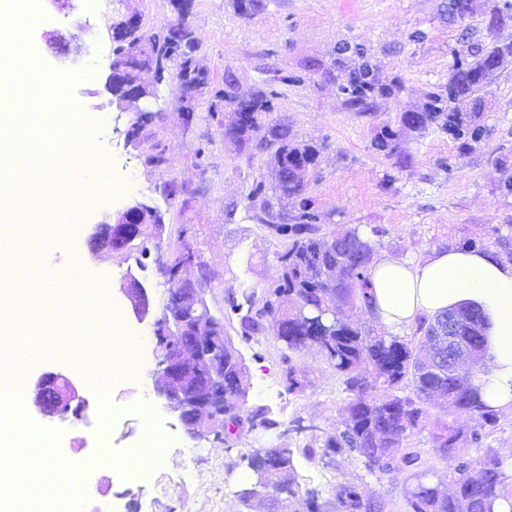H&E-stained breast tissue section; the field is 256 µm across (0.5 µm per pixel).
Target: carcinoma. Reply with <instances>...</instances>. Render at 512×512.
I'll list each match as a JSON object with an SVG mask.
<instances>
[{
  "instance_id": "obj_1",
  "label": "carcinoma",
  "mask_w": 512,
  "mask_h": 512,
  "mask_svg": "<svg viewBox=\"0 0 512 512\" xmlns=\"http://www.w3.org/2000/svg\"><path fill=\"white\" fill-rule=\"evenodd\" d=\"M512 19V0H494L492 18L485 28L495 32L506 19ZM150 48L156 63L155 74L169 75L178 93L192 91L196 97L208 95L207 117L221 126H234L238 132L229 138L238 149L247 144L253 150L271 154L275 183L253 181L247 199L253 219L285 244L277 254L281 277L260 297L251 294L245 303L235 297L226 300L224 319L237 320L242 339L249 341L259 333L263 321L283 328L276 335L282 345L286 390L301 387L291 364L290 353L303 349L317 351L342 379L349 394L348 420L344 426L320 439L318 449H303L305 456L330 461L334 455L348 458L369 476L396 477L401 466L412 467L419 452L408 446L409 438L423 426L431 392L438 391L448 404V419L431 431L433 451L448 464L453 491H443V481H433L429 472L413 474L415 484L406 498V512H457L455 500H468L470 512H494L502 500L512 507V464L496 449L483 445L496 427L498 412L487 404L473 379L484 373L488 362L485 345V319L476 309L457 310L460 322L456 343L448 346V337L440 336L430 345L431 356L423 361L417 349L431 339L430 332L441 320L418 321L411 336L374 334L354 322L339 318L341 309L351 315L367 314L369 271L376 255L382 230L373 227L364 235L355 224H326V217L305 197L304 175L319 162L321 146L299 140L288 123L273 117L274 93L256 90L237 91L228 78L224 87L210 86L209 73L196 56L173 54L167 28L148 34L137 25L130 38L113 44L112 54L121 63L132 65L136 56ZM492 43L476 42L453 54L448 84L426 94L422 110L416 113L412 130L423 135L436 127L457 142L458 156H464L480 141L485 130L480 124L486 108L487 83ZM377 68L356 44L337 47L328 73L344 95L346 109L367 116L377 109L380 98H395L402 89L400 81L383 83L373 74ZM112 94L133 113L137 133L159 118L158 113L140 109L139 102L123 99L122 88ZM401 128L383 127L377 147L394 159L398 168L406 167L412 157L401 147ZM299 201L288 212V203ZM234 357L232 372L224 379V451L233 442L257 430L273 426L268 410L247 406L249 377L242 355L230 339L224 340V357ZM464 413L474 422L464 434L455 415ZM484 448L476 459L469 448ZM296 449L286 443L242 452L252 476L250 487L240 498L267 492L276 506L295 498L302 489L295 467ZM313 512H376L378 505L366 496L363 478L341 483L334 498H325L316 488L306 490Z\"/></svg>"
}]
</instances>
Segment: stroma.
I'll return each instance as SVG.
<instances>
[{
    "mask_svg": "<svg viewBox=\"0 0 512 512\" xmlns=\"http://www.w3.org/2000/svg\"><path fill=\"white\" fill-rule=\"evenodd\" d=\"M265 2L263 12L250 16L237 0H195L187 23L212 86H223L230 76L240 91L276 92L277 114L287 119L293 134L322 144L320 163L307 176L306 195L332 223L382 227V256L419 259L435 249L461 247L468 239L491 249L495 243L486 237L491 226L512 239V196L499 191L494 168L498 161L512 168V64L490 84V106L482 117L488 134L465 157H458L456 143L436 128L422 136L405 134L402 146L413 157L408 168L394 167L373 146L383 125L395 123L398 113L421 109L425 93L447 83L451 51L462 46L464 34L489 41L481 15L449 23L446 0ZM40 9L28 34L39 49L35 72L49 83L76 74L71 95L80 109L109 117L96 148L121 178L117 194L84 208L79 223H63L60 207L44 210L30 231L42 242L46 261L61 270L80 263L86 279L108 286L132 336H149L153 329L150 321L136 318L121 287L127 276H135L154 310H161L169 284L156 255L143 253L139 240L129 251L96 255L88 241L97 224L134 204L160 211L164 245L183 243L199 256L200 266L188 267L184 277L193 282L200 271L209 273L207 303L215 316H223L227 297L258 293L276 281L281 274L276 255L284 245L253 219L246 199L253 179L272 181L268 155L235 149L215 121L185 126L176 110L178 91L169 80L158 84L156 97L142 102L143 108L162 114L150 131L165 152L166 165H146V149L126 144L133 115L119 108L107 88L111 25L118 14L138 13L145 31L165 26L175 18L169 0H74L68 12L42 0ZM52 32L63 34L65 43L50 42ZM344 43L362 45L378 64L381 80L396 77L403 83L399 97L379 100L374 115L347 111L324 72ZM169 184L180 189V197L167 196ZM227 334L249 369V407L267 408L275 422L272 429L248 434L243 450L288 443L297 450L300 479L323 491L361 476L346 459L328 464L299 453L315 432L335 431L347 416L348 399L335 370L316 351L294 353L292 363L305 388L290 393L272 325L248 342L238 339L236 327H228ZM61 349L37 360L29 378L65 372L90 407L80 420L46 421L36 412L31 418L59 433L66 456L81 466L84 512H271L268 500L241 502L238 492L247 487L249 472L236 454L225 452L214 435H191L140 378L113 381L110 405L118 414L102 426L96 390L79 356H64ZM150 428L164 438V461L143 477H131L123 467ZM102 438L109 443L104 454L98 448ZM364 479L380 512H404L413 485L408 474Z\"/></svg>",
    "mask_w": 512,
    "mask_h": 512,
    "instance_id": "1",
    "label": "stroma"
}]
</instances>
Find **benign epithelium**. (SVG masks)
Instances as JSON below:
<instances>
[{
	"label": "benign epithelium",
	"mask_w": 512,
	"mask_h": 512,
	"mask_svg": "<svg viewBox=\"0 0 512 512\" xmlns=\"http://www.w3.org/2000/svg\"><path fill=\"white\" fill-rule=\"evenodd\" d=\"M144 207L146 204L137 203L112 222L97 225L90 240L91 251L112 253L128 249L136 239H161L164 225L130 223L131 213ZM187 266L200 268L202 264L189 252L165 268V275L177 286L168 295L163 311L154 315L156 384L166 409L186 429L204 436L211 424L224 422V333L205 299L208 276L187 282L182 279ZM122 292L138 318L151 314L149 298L137 278L129 277ZM30 395L44 418L79 417L89 409L77 385L61 372L41 374Z\"/></svg>",
	"instance_id": "7a95c632"
}]
</instances>
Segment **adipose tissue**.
<instances>
[{"label": "adipose tissue", "instance_id": "obj_1", "mask_svg": "<svg viewBox=\"0 0 512 512\" xmlns=\"http://www.w3.org/2000/svg\"><path fill=\"white\" fill-rule=\"evenodd\" d=\"M369 285L375 320L395 332L461 306L480 309L489 323V359L475 383L491 406L512 417L511 261L492 249L436 250L421 260L386 256L372 267Z\"/></svg>", "mask_w": 512, "mask_h": 512}]
</instances>
